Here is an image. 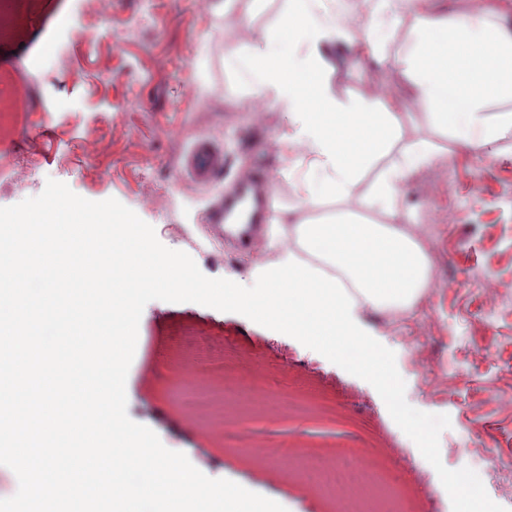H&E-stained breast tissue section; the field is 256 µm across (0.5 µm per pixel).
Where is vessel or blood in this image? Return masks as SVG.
I'll return each mask as SVG.
<instances>
[{"label":"vessel or blood","instance_id":"1","mask_svg":"<svg viewBox=\"0 0 512 512\" xmlns=\"http://www.w3.org/2000/svg\"><path fill=\"white\" fill-rule=\"evenodd\" d=\"M187 167L197 183H211L224 170V156L208 145L197 146L188 158ZM275 179L265 169L243 173L231 191L217 200L209 211L208 221L215 228L235 220L245 221L244 229L233 233V240L245 246L253 233L269 220L275 195Z\"/></svg>","mask_w":512,"mask_h":512}]
</instances>
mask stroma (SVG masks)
I'll return each mask as SVG.
<instances>
[{"label": "stroma", "instance_id": "stroma-1", "mask_svg": "<svg viewBox=\"0 0 512 512\" xmlns=\"http://www.w3.org/2000/svg\"><path fill=\"white\" fill-rule=\"evenodd\" d=\"M219 0H99L97 19L78 24L65 58L47 73L34 71L36 55L52 57L54 25L28 33L24 42L0 43L14 54L28 81L25 112L7 107L16 97L10 75L0 76V207L41 194L58 177L92 200L114 198L159 229L166 247L189 254L210 278L251 283V263L236 253L217 258L213 248H195L210 202L230 190L244 168L267 166L277 180L274 201L298 200L294 179L271 148L287 119L279 109L254 112L246 81L229 71L224 55L232 40L231 18L214 13ZM409 45L401 35L387 47V65L368 69L346 50L336 52L329 75L339 96L370 94L385 85L390 99L408 98L394 69ZM404 137L431 138L442 147L440 170L421 173L407 186L402 205L416 224L430 225L437 262L433 302L415 316L371 321L398 355L397 369L414 408L445 414L451 425L440 434L441 460L457 470L474 467V447L486 445L512 463V297L488 300V284L512 286V137L489 154L458 150L451 138L431 133L421 112L402 116ZM224 153V171L199 186L184 173V158L199 141ZM35 159L37 185L14 181L5 169ZM72 162L60 177L62 159ZM178 224L182 235L161 228ZM418 334L427 364L402 362L401 337ZM230 343L232 360L211 362L195 352L197 338ZM219 380L238 372L240 357L266 363L249 393L231 390L224 407L189 429L173 414L177 404L172 361ZM129 417L157 433L169 449L186 454L212 478H225L259 494L282 496L288 512H331L332 500L306 477H282L278 460L258 462L235 438L234 414L267 411L259 424L270 439L289 440L327 465L338 464L342 448L371 450L384 439L381 469L416 512H452L435 469L397 426L367 381L353 376L296 339L247 317L197 303L150 301L140 319L139 339L128 373ZM310 403L307 416L294 413L295 400Z\"/></svg>", "mask_w": 512, "mask_h": 512}]
</instances>
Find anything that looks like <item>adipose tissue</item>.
<instances>
[{"mask_svg":"<svg viewBox=\"0 0 512 512\" xmlns=\"http://www.w3.org/2000/svg\"><path fill=\"white\" fill-rule=\"evenodd\" d=\"M432 3L371 0L356 33L338 0H288L278 26L253 30L249 46L227 55L259 107L274 105L288 119L274 147L303 204L274 215L267 246L276 261L293 255L325 266L353 297L361 321L372 312L410 311L432 284L430 257L399 202L415 175L436 170L440 151L428 141L403 140L400 105L385 92L371 99L336 95L328 74L337 47L383 62L403 16H412L410 45L397 62L411 83L410 105L473 155L512 132V31L496 21L499 0H481L476 12L449 19ZM375 166L370 204L402 215V223L378 224L347 207Z\"/></svg>","mask_w":512,"mask_h":512,"instance_id":"adipose-tissue-1","label":"adipose tissue"}]
</instances>
